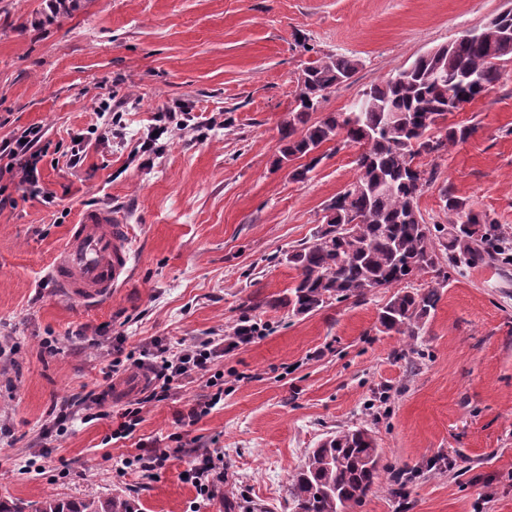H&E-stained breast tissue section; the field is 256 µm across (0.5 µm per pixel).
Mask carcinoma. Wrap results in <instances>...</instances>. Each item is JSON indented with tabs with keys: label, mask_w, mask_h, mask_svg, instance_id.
Returning <instances> with one entry per match:
<instances>
[{
	"label": "carcinoma",
	"mask_w": 512,
	"mask_h": 512,
	"mask_svg": "<svg viewBox=\"0 0 512 512\" xmlns=\"http://www.w3.org/2000/svg\"><path fill=\"white\" fill-rule=\"evenodd\" d=\"M440 54L422 55L384 81L370 86L346 112L312 114L337 86L356 73L350 56L320 58L297 79L300 104L280 129L281 155L309 162L292 171L298 182L309 179L321 160L318 149L329 142L363 148L355 163L357 175L323 208L313 239L288 252L297 281L287 304L296 314L320 310L331 300L361 301L379 289L395 292L381 308L384 331L413 340L435 309L438 288L410 291L404 284L429 273L448 280V270L501 263L504 236L486 214L465 209V202L443 194L445 224H428L418 197L434 172L419 167L423 156H441L466 142L475 127L445 124L455 101L466 104L493 89L504 63L512 62V38L460 37L438 47ZM448 77L446 97L432 83L434 73ZM357 219L352 224L348 217ZM380 486V453L371 428L342 427L311 449L290 475L292 512H354ZM35 512H138L129 499L93 497L78 501L53 495L35 505Z\"/></svg>",
	"instance_id": "obj_1"
}]
</instances>
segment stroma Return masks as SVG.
Wrapping results in <instances>:
<instances>
[{"label": "stroma", "instance_id": "35a3bbf8", "mask_svg": "<svg viewBox=\"0 0 512 512\" xmlns=\"http://www.w3.org/2000/svg\"><path fill=\"white\" fill-rule=\"evenodd\" d=\"M512 0H81L68 16L50 0H0V141L41 127V168L55 200L8 185L17 205L0 211V344L20 348L0 362V500L34 504L119 495L140 512H224V494L266 512H290L288 476L311 448L344 426L369 425L381 454V487L356 512H512V273L497 265L433 275L440 300L415 342L383 333L382 290L295 315L282 300L297 273L287 255L317 231L324 206L356 176L355 149L321 147L308 181L280 160V126L295 107L297 79L327 55L359 61L322 112H344L371 85L420 54L480 28ZM121 119V138L93 135L100 105ZM184 105L193 121L222 128L162 136L153 165L133 152L159 112ZM474 127L465 143L423 157L434 180L419 198L429 223H444L443 190L512 234V63L487 95L449 114ZM86 136L71 167V134ZM109 208L133 229V279L102 305L60 298L50 277L81 209ZM260 339L225 352L214 372L224 400L193 425L176 420L202 401L206 380L176 382L147 404L136 436L164 440L155 476L118 475L130 443L105 444L111 417L142 397L136 369L105 381L115 358L152 339L227 335L242 318ZM106 336L89 345L98 327ZM84 331L86 340L75 338ZM57 338L56 355L44 337ZM94 392L103 419L74 422L48 439L52 409ZM42 472H26L38 447ZM201 453L224 482L212 497L182 478Z\"/></svg>", "mask_w": 512, "mask_h": 512}]
</instances>
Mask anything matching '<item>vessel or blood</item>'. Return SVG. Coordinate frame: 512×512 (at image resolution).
I'll return each instance as SVG.
<instances>
[{
	"label": "vessel or blood",
	"instance_id": "b4317fda",
	"mask_svg": "<svg viewBox=\"0 0 512 512\" xmlns=\"http://www.w3.org/2000/svg\"><path fill=\"white\" fill-rule=\"evenodd\" d=\"M133 258L128 227L121 217L108 209L90 208L69 226L50 275L64 298L95 305L128 281Z\"/></svg>",
	"mask_w": 512,
	"mask_h": 512
}]
</instances>
